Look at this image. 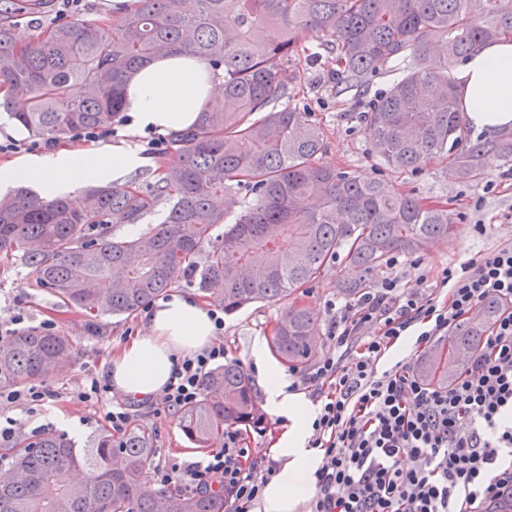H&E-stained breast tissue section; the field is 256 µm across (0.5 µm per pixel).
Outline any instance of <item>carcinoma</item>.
<instances>
[{
	"instance_id": "obj_1",
	"label": "carcinoma",
	"mask_w": 512,
	"mask_h": 512,
	"mask_svg": "<svg viewBox=\"0 0 512 512\" xmlns=\"http://www.w3.org/2000/svg\"><path fill=\"white\" fill-rule=\"evenodd\" d=\"M24 2L0 4V86L8 89L0 108L38 137L112 126L129 78L159 49L188 50L224 70L223 98L170 137L181 162L155 182L94 187L75 199L45 200L23 188L0 197V257L20 258L36 284L90 314L129 315L189 271L210 300L237 311L289 298L337 261L358 272L339 281V292L354 298L390 256L419 253L456 230L448 207L322 162L321 123L297 106L277 108L297 79L291 64L305 31L336 53V78L351 87L402 67L359 118L389 168L418 173L444 157L456 181L478 183L512 163V126L474 135L448 77V65L476 46L512 35V0H139L111 26L73 16L20 45L11 22ZM234 186L244 191L238 203L229 196ZM161 201L167 215L153 231L110 234L112 224L142 223ZM506 308L486 300L448 336V351L421 361L420 377L450 383L454 360L478 350ZM316 329V311L293 301L272 351L304 365L316 352ZM71 359L64 337L26 330L0 345V389L46 378ZM178 422L206 450L225 429L257 427L264 416L248 375L229 364L205 378ZM154 456L144 427L101 432L84 448L56 432L20 435L0 448V512H227L222 490L151 483ZM74 470L87 477L72 480Z\"/></svg>"
}]
</instances>
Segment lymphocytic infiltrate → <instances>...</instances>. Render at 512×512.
I'll return each instance as SVG.
<instances>
[{
    "instance_id": "1",
    "label": "lymphocytic infiltrate",
    "mask_w": 512,
    "mask_h": 512,
    "mask_svg": "<svg viewBox=\"0 0 512 512\" xmlns=\"http://www.w3.org/2000/svg\"><path fill=\"white\" fill-rule=\"evenodd\" d=\"M504 311L454 381L424 382L420 360L488 298ZM334 321L327 351L291 384L318 411L309 448L320 456L315 493L306 512H496L512 499V246L420 276L413 288L387 277L354 302L328 303ZM414 337L410 360L380 370L404 337ZM227 359L223 343L183 356L154 402L155 415L196 403L205 377ZM108 381L93 377L80 392L99 406L113 434L131 421L112 405ZM274 474L240 430L201 461L178 458L155 465L152 480L196 492L215 486L228 495V512H252Z\"/></svg>"
}]
</instances>
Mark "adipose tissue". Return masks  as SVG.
I'll return each mask as SVG.
<instances>
[{"label":"adipose tissue","mask_w":512,"mask_h":512,"mask_svg":"<svg viewBox=\"0 0 512 512\" xmlns=\"http://www.w3.org/2000/svg\"><path fill=\"white\" fill-rule=\"evenodd\" d=\"M460 102L473 130L493 133L512 124V40L473 49L460 67ZM224 92V73L202 64L190 53L158 52L126 84L125 110L131 134L104 146L55 147L0 164V188L25 181L47 199L70 194L81 183H109L151 166L133 134L149 130L175 134L193 127L202 105ZM146 330L130 337L113 355L106 371L113 392L132 401L153 399L166 386L183 354L207 348L215 327L208 305L187 295L157 302L144 313ZM265 388V405L289 420L275 450L283 465L256 502L253 512H299L313 489L320 459L307 446L314 418L300 394L286 390L275 363L263 349L255 351Z\"/></svg>","instance_id":"ef3b65f1"}]
</instances>
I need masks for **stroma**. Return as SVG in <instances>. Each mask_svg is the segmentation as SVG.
<instances>
[{"instance_id":"1","label":"stroma","mask_w":512,"mask_h":512,"mask_svg":"<svg viewBox=\"0 0 512 512\" xmlns=\"http://www.w3.org/2000/svg\"><path fill=\"white\" fill-rule=\"evenodd\" d=\"M310 51L298 66V79L288 91L290 102L306 106L322 121L330 150L327 161L362 178H378L397 191H411L420 198L447 204L457 224L455 233L433 243L420 260L406 258L398 267L386 268V275L398 276L403 287H414L421 274L436 276L449 265L512 245V169L501 167L479 183L465 184L448 179V163L438 159L418 173L390 170L372 151L357 120L365 103L387 91L389 76L372 79L361 88H344L336 83V56L321 49L315 35H307ZM484 225L476 233L474 225ZM341 264H331L311 288L298 294L300 303L318 313L319 338H326L330 316L326 302L343 303L336 291L338 278L344 276ZM287 301L256 303L224 316V347L229 358L253 365L256 346L268 345ZM23 315L26 327L49 320L55 333L65 336L72 346V361L62 372L46 378L52 395L37 413H29L15 403L0 408V414L17 419L23 430L39 425L59 429L61 421L79 426L75 440L86 444L103 429L94 402L78 399L77 394L89 377L103 376L107 365L128 337L144 332L141 313L128 317L94 316L64 306L47 289L38 287L21 259L0 260V338L10 339V318ZM131 428L147 427L158 459L178 457L203 459L192 447L178 425L176 416L158 417L148 405L129 403Z\"/></svg>"}]
</instances>
